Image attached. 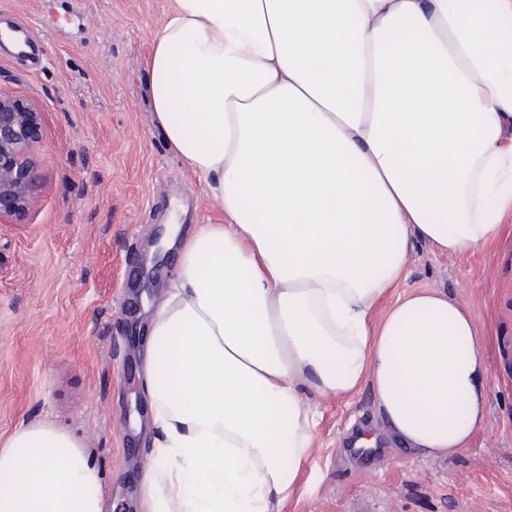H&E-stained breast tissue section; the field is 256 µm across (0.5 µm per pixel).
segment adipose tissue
I'll return each instance as SVG.
<instances>
[{
  "label": "adipose tissue",
  "instance_id": "obj_1",
  "mask_svg": "<svg viewBox=\"0 0 512 512\" xmlns=\"http://www.w3.org/2000/svg\"><path fill=\"white\" fill-rule=\"evenodd\" d=\"M145 73L223 218L182 237L152 311L139 512H278L310 394L364 383L397 444L463 449L481 329L400 286L414 241L484 246L512 212V0H171ZM107 510L78 437L38 421L0 438V512Z\"/></svg>",
  "mask_w": 512,
  "mask_h": 512
}]
</instances>
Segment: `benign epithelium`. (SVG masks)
<instances>
[{"mask_svg":"<svg viewBox=\"0 0 512 512\" xmlns=\"http://www.w3.org/2000/svg\"><path fill=\"white\" fill-rule=\"evenodd\" d=\"M42 112L0 92V214L20 217L34 201L36 177L28 155L39 144Z\"/></svg>","mask_w":512,"mask_h":512,"instance_id":"obj_1","label":"benign epithelium"}]
</instances>
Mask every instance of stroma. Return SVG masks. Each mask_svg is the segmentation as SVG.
Wrapping results in <instances>:
<instances>
[{
	"instance_id": "stroma-1",
	"label": "stroma",
	"mask_w": 512,
	"mask_h": 512,
	"mask_svg": "<svg viewBox=\"0 0 512 512\" xmlns=\"http://www.w3.org/2000/svg\"><path fill=\"white\" fill-rule=\"evenodd\" d=\"M171 0H0V28L30 22L40 52L0 51V92L39 106L31 162L35 204L0 217V435L48 421L79 436L105 472L109 503L135 512L148 432L123 419L149 413L141 373L148 296L177 270L165 250L172 204L184 229L216 224L206 186L155 129L144 62ZM406 287L437 288L470 309L484 333L485 423L448 459L400 448L369 385L310 399L314 446L281 512H512V216L492 244L442 252L415 242ZM368 430L378 454L356 456Z\"/></svg>"
}]
</instances>
